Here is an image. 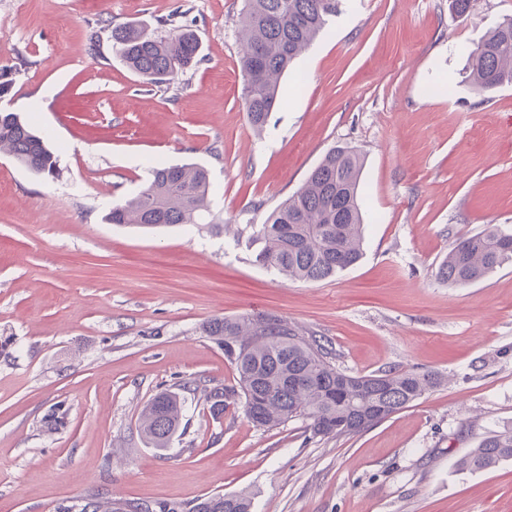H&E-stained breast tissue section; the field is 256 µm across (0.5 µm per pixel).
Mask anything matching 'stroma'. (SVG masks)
Returning <instances> with one entry per match:
<instances>
[{
    "label": "stroma",
    "mask_w": 512,
    "mask_h": 512,
    "mask_svg": "<svg viewBox=\"0 0 512 512\" xmlns=\"http://www.w3.org/2000/svg\"><path fill=\"white\" fill-rule=\"evenodd\" d=\"M242 0H0V106L57 160L37 175L0 153V512L187 503L250 492L252 512H512V459L456 461L512 426V264L464 288L436 278L455 242L512 231V85L477 95L467 52L512 0H342L285 75L263 132L246 118ZM180 13L202 59L180 85L143 84L110 29ZM98 33L99 52L89 49ZM363 159L364 254L336 277L286 281L256 263L253 227L326 152ZM204 166L216 224L144 231L106 221L156 166ZM273 313L325 337L353 374L391 367L445 385L367 431L309 439L242 409L215 318ZM187 385L184 434L138 432L162 385ZM64 423L47 430L52 411Z\"/></svg>",
    "instance_id": "35a3bbf8"
}]
</instances>
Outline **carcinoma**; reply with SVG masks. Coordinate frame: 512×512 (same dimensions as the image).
<instances>
[{"mask_svg": "<svg viewBox=\"0 0 512 512\" xmlns=\"http://www.w3.org/2000/svg\"><path fill=\"white\" fill-rule=\"evenodd\" d=\"M237 20L239 66L244 76L247 120L263 131L273 112L281 78L295 59L336 16L340 0H243ZM112 49L128 69L149 84H171L200 61L196 33L172 15L151 29L138 24L111 27ZM468 78L479 94L512 84V19L468 52ZM0 149L37 174L52 176L56 157L15 112L0 111ZM363 160L348 146L331 148L304 184L256 225L257 262L286 280L320 282L356 264L362 256L364 217L358 201ZM207 171L193 164L155 168L134 198L112 207L111 224L147 229L214 223ZM512 263V233L489 226L459 240L439 264L436 277L451 287L476 282ZM207 335L224 346L235 384L205 391L212 420L242 405L263 427L295 419L310 438L359 434L441 385L431 372L388 369L353 375L333 362L329 345L276 315L215 318ZM183 398L170 389L143 407L138 428L157 450L168 447L181 424ZM512 459V428L492 429L457 461L462 471H481ZM143 512H252L246 492L211 495L190 506L157 502Z\"/></svg>", "mask_w": 512, "mask_h": 512, "instance_id": "carcinoma-1", "label": "carcinoma"}]
</instances>
